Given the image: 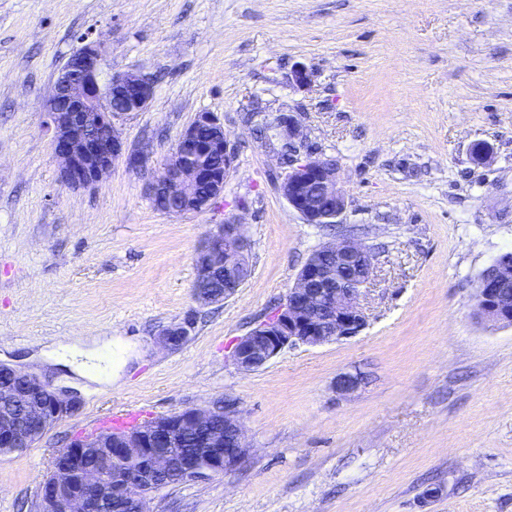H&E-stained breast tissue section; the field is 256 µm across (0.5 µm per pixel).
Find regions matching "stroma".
<instances>
[{
	"label": "stroma",
	"instance_id": "35a3bbf8",
	"mask_svg": "<svg viewBox=\"0 0 512 512\" xmlns=\"http://www.w3.org/2000/svg\"><path fill=\"white\" fill-rule=\"evenodd\" d=\"M88 33L104 74L147 75L155 93L115 121L145 171L119 159L72 190L42 105ZM298 65L308 88L292 83ZM205 111L235 148L224 191L200 212L158 211L147 174ZM282 113L336 162L348 205L332 227L304 223L278 190L287 167L257 131ZM480 140L493 153L477 165ZM238 220L251 275L198 304L195 258ZM344 236L375 258L365 328L238 370L237 339ZM510 250L512 0H0V363L79 398L0 459V512H38L57 450L90 419L226 397L241 463L155 493L148 512H512V326L476 314L480 273ZM187 317L185 343L159 344ZM62 345L119 352L113 377L58 364ZM344 373L363 377L347 395Z\"/></svg>",
	"mask_w": 512,
	"mask_h": 512
}]
</instances>
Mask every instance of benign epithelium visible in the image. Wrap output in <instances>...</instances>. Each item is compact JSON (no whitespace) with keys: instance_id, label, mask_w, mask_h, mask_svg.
Masks as SVG:
<instances>
[{"instance_id":"1","label":"benign epithelium","mask_w":512,"mask_h":512,"mask_svg":"<svg viewBox=\"0 0 512 512\" xmlns=\"http://www.w3.org/2000/svg\"><path fill=\"white\" fill-rule=\"evenodd\" d=\"M102 57L98 41L86 34L69 65L58 74L52 95L45 104L52 145L60 159V181L70 188L97 185L119 158L138 170L144 168V155L129 150L118 135L114 119L147 108L154 96L153 80L143 74L117 73L101 79ZM272 128L277 130L280 150L291 148L288 171L279 185L282 196L307 224H334L346 210L345 195L337 188L336 166L331 159L314 156L306 149V137L291 114L278 115ZM197 146L203 152L224 155L222 173L204 174L201 161L189 152ZM224 125L212 112H200L179 135L169 164L150 174L147 182L152 202L170 196L206 177L217 182V193L234 161ZM224 235V249L206 245L199 252L203 274L216 269L233 275L246 267L249 240L245 224L232 222L217 228ZM321 253L330 262L309 259L288 290L286 302L276 317L262 321L237 340L231 358L242 371H254L270 362L289 346H317L332 340L358 335L366 319L359 304L361 290L374 273V255L361 244L343 239L327 243ZM512 282V251L497 256L481 273L477 282V315L485 320L511 326L512 305L506 289ZM191 319L187 318L164 330L160 341L179 346L190 337ZM11 382L0 384V402L21 401L18 414L0 411V447L15 444L27 447L39 441L64 416L75 409L76 399L55 391L33 374L0 364V375ZM362 378L345 373L336 380V389L350 393ZM214 409H188L157 417L145 426L119 437L76 438L66 448L53 473L43 482L40 512H101L105 501L124 498L132 512H147V497L133 496L140 487L155 486L152 475H164L177 468L188 475L197 469L192 456L175 457L172 445L183 435L198 432L208 424ZM224 431L227 437L202 436L207 448L211 477L222 476L244 455L245 435L236 403L224 399ZM94 449L105 458L138 459L143 467L135 472L116 471L105 478L102 472L84 466L85 453Z\"/></svg>"}]
</instances>
